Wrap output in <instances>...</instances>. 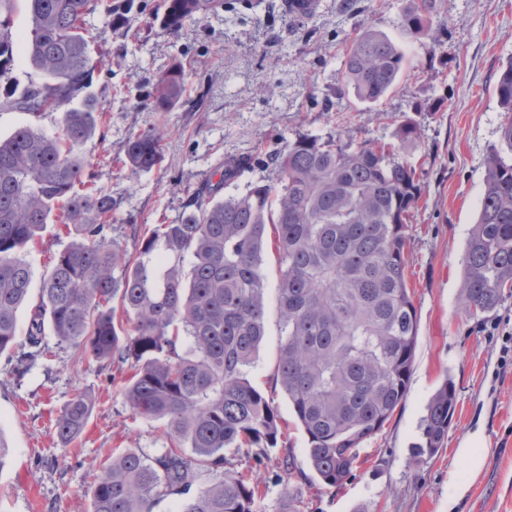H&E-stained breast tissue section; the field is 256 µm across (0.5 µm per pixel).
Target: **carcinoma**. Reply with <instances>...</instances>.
<instances>
[{
	"mask_svg": "<svg viewBox=\"0 0 512 512\" xmlns=\"http://www.w3.org/2000/svg\"><path fill=\"white\" fill-rule=\"evenodd\" d=\"M11 2L0 0V111L60 117L53 134L23 125L0 139V355L22 377L51 356L49 332L104 367L130 365L126 402L137 416L166 420L170 443L157 454L127 448L113 455L87 490L92 512H151L168 498L179 500L177 512H256L253 470L284 437L277 408L248 379L266 333L261 265L269 227L280 267L275 384L307 436V461L321 486L341 487L361 445L405 398L415 360L418 318L405 247L422 187L405 152L421 142L418 123L399 121L392 142L357 141L341 130L300 134L255 157L268 178L220 198L241 172L226 162L216 187L202 189L177 223L148 230L131 254L109 235L115 203L89 185L81 148L102 115L89 92L101 60L85 37V17L102 8L125 25L133 0H25L23 32L13 30ZM208 2L164 0L161 26L178 32ZM411 2L400 24L422 35L436 0ZM19 54L31 70L24 85L14 76ZM343 66L356 97L374 103L395 86L405 55L366 28L350 41ZM495 91L511 113L512 63ZM183 93V67L174 63L148 94L152 111H171ZM161 159L160 134L148 128L129 138L123 167L135 175ZM57 209L72 242L45 273L20 344L18 312L32 282L25 251ZM508 295L512 162L495 151L465 245L460 298L479 321ZM455 399L448 380L433 395L419 455L442 448ZM93 408L87 394L73 395L55 420L61 444L82 433ZM204 472L218 482L192 491ZM302 475L291 458L274 472L281 482Z\"/></svg>",
	"mask_w": 512,
	"mask_h": 512,
	"instance_id": "1",
	"label": "carcinoma"
}]
</instances>
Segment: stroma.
<instances>
[{
    "mask_svg": "<svg viewBox=\"0 0 512 512\" xmlns=\"http://www.w3.org/2000/svg\"><path fill=\"white\" fill-rule=\"evenodd\" d=\"M125 27L103 13L85 29L102 58L91 88L104 117L83 152L96 186L116 203L110 234L135 251L140 230L177 222L193 194L226 160L281 148L299 134L325 136L346 128L355 138L390 139L397 119L411 117L422 133L410 159L423 197L408 228L406 275L413 292L419 338L410 388L382 430L361 447L359 465L342 487L319 486L306 468V437L276 386L280 345L273 248L262 256L266 282V336L250 368L251 383L270 398L286 424L276 450L306 469L296 481L301 512H512V367L499 364L492 326L512 327V297L482 321L462 311L459 293L466 240L484 190L485 163L501 149L506 114L494 93L501 68L512 62V0H437L423 35L408 34L400 17L409 0H320L315 14L289 17L283 0H255L230 14L214 0L177 33L160 25L163 0H135ZM371 28L404 52L406 67L381 100L358 101L347 87L348 42ZM186 67V101L155 112L147 93L174 60ZM437 104L434 112L422 111ZM158 128L162 162L130 176L125 145L139 130ZM72 241L62 220L44 226L26 259L35 276L46 273ZM51 359L24 378L0 356V431L12 453L0 468V512H91L86 493L112 453L166 447L165 423L133 414L123 387L130 368H100L74 355L54 336ZM452 380L456 408L439 453L417 456L419 423L435 390ZM96 405L82 434L60 444L55 420L75 393ZM480 439L482 469L468 476L458 448ZM470 485L456 498L461 479Z\"/></svg>",
    "mask_w": 512,
    "mask_h": 512,
    "instance_id": "stroma-1",
    "label": "stroma"
}]
</instances>
